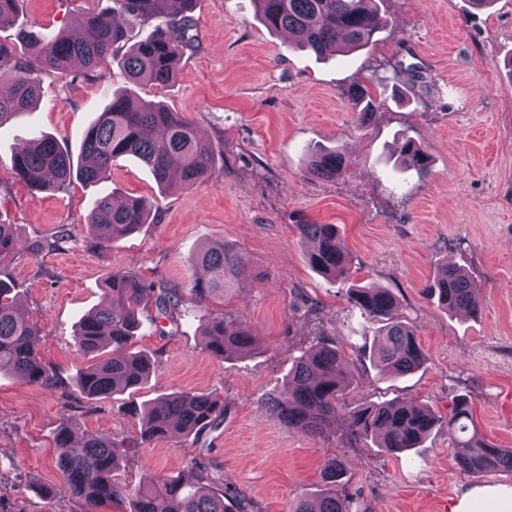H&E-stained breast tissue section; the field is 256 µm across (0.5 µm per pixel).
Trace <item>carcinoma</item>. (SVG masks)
Returning a JSON list of instances; mask_svg holds the SVG:
<instances>
[{
  "label": "carcinoma",
  "instance_id": "carcinoma-1",
  "mask_svg": "<svg viewBox=\"0 0 512 512\" xmlns=\"http://www.w3.org/2000/svg\"><path fill=\"white\" fill-rule=\"evenodd\" d=\"M19 0H0V28L15 24ZM267 28L288 33L293 41L317 55L345 52L369 44L387 20L376 0H255ZM197 0H112V6L82 16L89 34L73 38L63 33L21 32L16 55L0 47V127L27 112L39 98L41 88L35 72L66 74L75 69L88 74L118 61L134 83L164 87L175 77L178 55L192 47L194 27L191 13ZM149 25L150 32L129 43L134 26ZM359 118L366 123L374 116L376 102L359 87L352 93ZM217 148L203 139L191 121L160 102L146 101L128 92H115L109 104L88 126L80 162L49 135L34 137L13 158L17 177L32 190L43 192L66 186L76 179L84 185L108 177L112 162L133 157L144 163L164 190L188 188L209 179L214 171ZM399 156L408 168L424 173L431 159L412 139L399 146ZM345 171L337 151L310 155L308 173L333 179ZM152 206L143 200L117 205L112 197L97 199L88 220L89 234L103 245L134 233L149 223ZM301 240L308 244L310 266L328 278H348L352 264L341 248L334 224H296ZM21 243L12 224L0 223V265L19 255ZM208 277L195 280L190 292L200 300L224 296L239 282L252 276L246 255L224 244L204 247L193 259ZM107 301L85 315L76 331L74 348L91 361L77 377L80 391L88 398L103 400L135 389L148 381L155 362L129 347L139 316L154 308L173 312L183 302L181 290L163 282L146 281L122 271L105 279ZM429 300L442 309L479 314L481 305L468 273L456 265L433 278L424 288ZM13 289L0 280V372L18 376L27 383L55 390L65 386L57 370L39 356L36 324L14 309ZM349 301L367 318L381 323L371 352L366 355L385 373L406 376L422 367L426 355L413 329L402 319L398 302L388 288L357 286ZM211 355L224 359L251 351L257 339L245 327L231 328L224 317L210 318L202 332ZM316 342L293 360L283 389L263 398L264 405L288 429L320 436L336 420V409L351 384L353 360L336 341L315 333ZM112 345V356L101 358L104 343ZM129 413L141 418L139 437H104L86 432L72 438L69 425L55 435L56 465L66 476L70 495L79 512H98L104 505L132 497L131 512H254L252 501L220 489L209 491V469L199 463L187 473L160 476L135 492L120 483L115 471L128 449L147 441L181 435L188 438L216 423L224 415V402L210 393L176 392L161 396L140 410ZM353 439H371L379 448L401 452L417 448L438 426L452 434V451L462 472L480 476L494 471L512 472V448H501L470 431V408L465 397L457 398L441 418L429 409L402 401L362 405L349 412ZM341 463L325 472L329 488L298 501L292 512H352L351 501L340 485Z\"/></svg>",
  "mask_w": 512,
  "mask_h": 512
}]
</instances>
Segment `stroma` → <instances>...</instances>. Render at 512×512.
I'll use <instances>...</instances> for the list:
<instances>
[{
    "mask_svg": "<svg viewBox=\"0 0 512 512\" xmlns=\"http://www.w3.org/2000/svg\"><path fill=\"white\" fill-rule=\"evenodd\" d=\"M108 4L20 0L16 24L0 30V44L17 47L22 28L76 33L83 12ZM377 4L388 25L368 47L319 58L268 30L254 0H198L196 40L173 81L134 87L181 113L217 147L213 175L187 190L161 192L142 163L121 158L99 184L32 191L12 170L15 152L47 133L79 155L96 112L113 90L130 86L112 62L99 76L40 74L35 108L0 128V222L24 239L49 241L63 228L69 237L0 266V279L13 284L20 310L37 323L40 356L65 386L45 390L0 375V512H75L55 466L60 426L70 421L80 433L133 437L141 424L128 404L182 391L220 395L223 418L198 437L131 449L116 472L121 483L134 487L196 460L256 512H289L323 489L336 460L356 512H453L467 490L512 484L511 472L462 473L444 428L400 453L347 433L350 410L363 403L400 400L444 416L463 395L479 432L512 448V0L480 10L468 0ZM358 86L378 103L366 125L350 101ZM405 136L430 155L427 174L401 167L395 147ZM317 150L340 151L346 174H307ZM107 194L153 202L152 221L99 247L87 221ZM302 222L337 225L353 262L351 282L312 269L295 231ZM218 243L243 250L257 275L201 303L188 293L192 259ZM448 264L469 273L478 317L445 312L424 297V286ZM113 270L167 282L187 296L174 314L141 318L132 346L156 359L152 378L91 400L76 387L84 361L74 333L103 302ZM354 283L394 293L427 361L399 379L365 365L327 433L288 430L261 399L281 388L315 332L335 337L348 353L374 338V324L348 301ZM312 302L320 306L314 315L307 312ZM217 315L248 328L256 349L212 357L202 327Z\"/></svg>",
    "mask_w": 512,
    "mask_h": 512,
    "instance_id": "35a3bbf8",
    "label": "stroma"
}]
</instances>
